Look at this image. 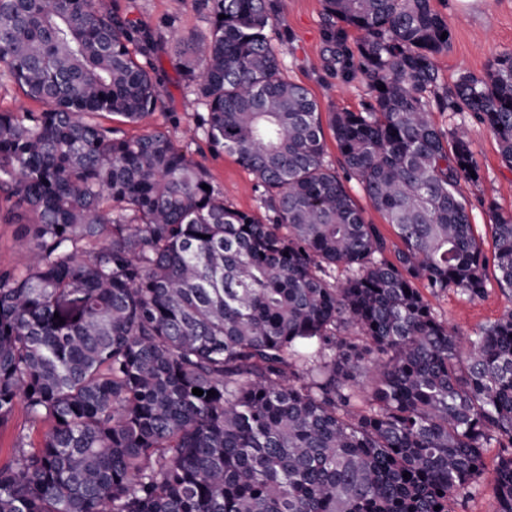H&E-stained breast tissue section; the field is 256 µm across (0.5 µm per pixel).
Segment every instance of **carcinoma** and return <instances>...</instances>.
<instances>
[{
	"label": "carcinoma",
	"mask_w": 512,
	"mask_h": 512,
	"mask_svg": "<svg viewBox=\"0 0 512 512\" xmlns=\"http://www.w3.org/2000/svg\"><path fill=\"white\" fill-rule=\"evenodd\" d=\"M197 4L209 34L168 41L263 220L168 132L96 121L157 108L152 31L100 0H0V80L42 105L0 110V223L27 241L0 267V428L26 417L0 512H450L483 488L512 512V311L464 347L416 287L480 300L491 262L512 291V216L487 257L460 190L469 135L430 119L473 114L512 168V52L443 98L431 0H324L327 68L349 76L356 30L371 94L330 113L340 175L318 101L282 77L270 0ZM345 184L356 204L363 209L366 219L372 224H377L390 243H395L396 237L393 229L387 224L382 214L371 205L358 181L352 178L348 179Z\"/></svg>",
	"instance_id": "cac0c4a2"
}]
</instances>
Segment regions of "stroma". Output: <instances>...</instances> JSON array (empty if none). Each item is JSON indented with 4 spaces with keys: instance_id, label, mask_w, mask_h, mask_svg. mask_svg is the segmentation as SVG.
I'll list each match as a JSON object with an SVG mask.
<instances>
[{
    "instance_id": "stroma-1",
    "label": "stroma",
    "mask_w": 512,
    "mask_h": 512,
    "mask_svg": "<svg viewBox=\"0 0 512 512\" xmlns=\"http://www.w3.org/2000/svg\"><path fill=\"white\" fill-rule=\"evenodd\" d=\"M104 4L155 32L151 53L163 96L156 111L141 123L129 124L121 117L107 115L103 124L121 129L130 138L156 127L169 130L187 156L208 169L226 201L240 210L263 215L254 174L235 157L214 152L206 138L195 132V116L206 106L187 86L182 62L166 39L171 30L185 36L207 33L210 21L206 13L196 8L195 0H104ZM274 4L269 35L283 78L307 87L322 113L362 111L370 101V92L361 75L354 72L345 78L325 66L324 0H274ZM432 5L447 18L451 33L447 51L435 58L441 88H453L465 73L482 76L489 60L512 51V0H472L468 5L461 0H432ZM431 119L442 129L464 127L471 133L480 178L462 183L461 191L470 203L474 234L485 254L493 255V217L498 212L512 214V168L502 162L495 137L471 113L435 107ZM485 274L487 293L482 299L469 300L452 288L427 297L435 315L455 328L461 338L476 336L512 310V294L501 290L494 269H486Z\"/></svg>"
}]
</instances>
